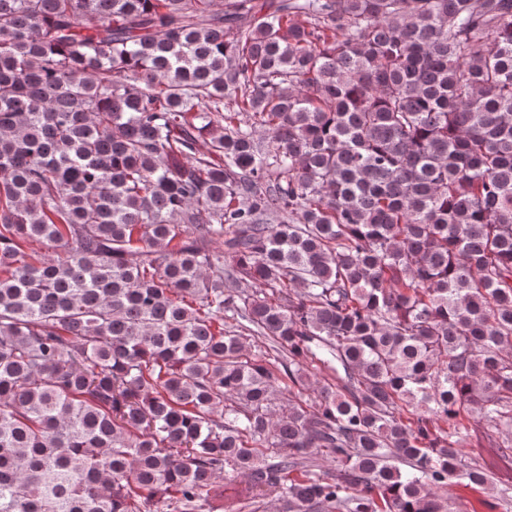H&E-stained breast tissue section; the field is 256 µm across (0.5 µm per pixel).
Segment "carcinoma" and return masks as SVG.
<instances>
[{
	"instance_id": "cac0c4a2",
	"label": "carcinoma",
	"mask_w": 512,
	"mask_h": 512,
	"mask_svg": "<svg viewBox=\"0 0 512 512\" xmlns=\"http://www.w3.org/2000/svg\"><path fill=\"white\" fill-rule=\"evenodd\" d=\"M472 438L512 0H0V512H450Z\"/></svg>"
}]
</instances>
